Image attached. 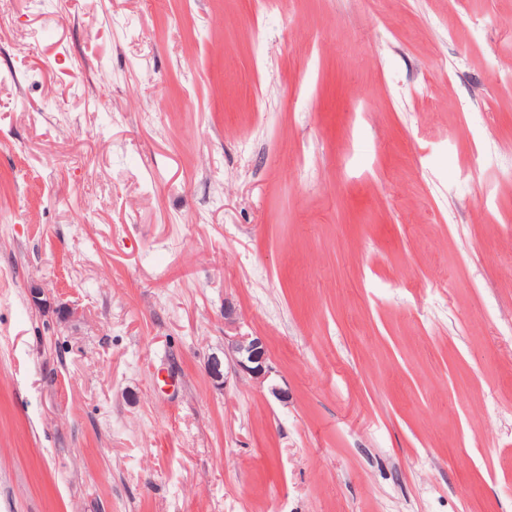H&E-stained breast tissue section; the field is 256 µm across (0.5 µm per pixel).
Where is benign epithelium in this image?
Returning a JSON list of instances; mask_svg holds the SVG:
<instances>
[{"instance_id": "1", "label": "benign epithelium", "mask_w": 512, "mask_h": 512, "mask_svg": "<svg viewBox=\"0 0 512 512\" xmlns=\"http://www.w3.org/2000/svg\"><path fill=\"white\" fill-rule=\"evenodd\" d=\"M267 349L264 341L240 332L231 303L224 304V357L212 356L207 361V371L217 383L226 379L223 366L241 370L252 379L261 381L266 377Z\"/></svg>"}]
</instances>
